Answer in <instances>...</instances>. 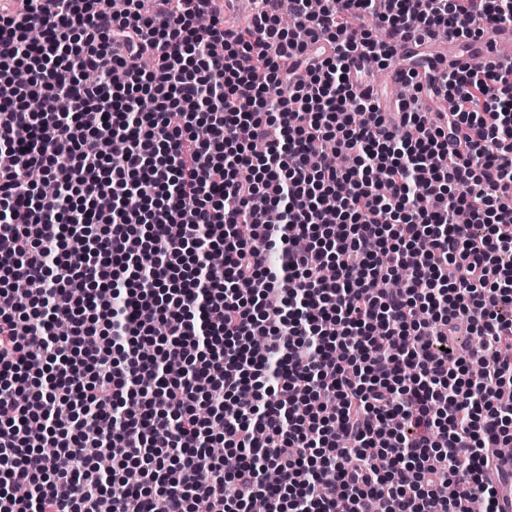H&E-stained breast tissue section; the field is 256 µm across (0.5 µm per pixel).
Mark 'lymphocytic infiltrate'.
Instances as JSON below:
<instances>
[{
	"instance_id": "obj_1",
	"label": "lymphocytic infiltrate",
	"mask_w": 512,
	"mask_h": 512,
	"mask_svg": "<svg viewBox=\"0 0 512 512\" xmlns=\"http://www.w3.org/2000/svg\"><path fill=\"white\" fill-rule=\"evenodd\" d=\"M145 2L0 13V512H500L512 60L350 68L512 0Z\"/></svg>"
}]
</instances>
